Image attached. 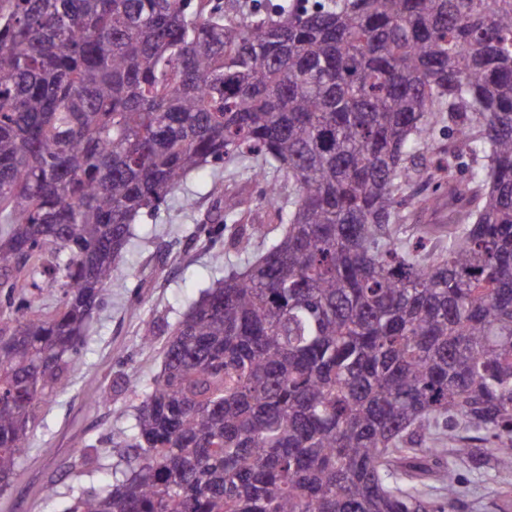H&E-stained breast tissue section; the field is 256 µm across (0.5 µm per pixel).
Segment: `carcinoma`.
I'll use <instances>...</instances> for the list:
<instances>
[{"mask_svg": "<svg viewBox=\"0 0 512 512\" xmlns=\"http://www.w3.org/2000/svg\"><path fill=\"white\" fill-rule=\"evenodd\" d=\"M226 159L288 198L273 226L214 199L261 254L177 322L67 512H448L452 425L512 470V0H0V483L136 218Z\"/></svg>", "mask_w": 512, "mask_h": 512, "instance_id": "obj_1", "label": "carcinoma"}]
</instances>
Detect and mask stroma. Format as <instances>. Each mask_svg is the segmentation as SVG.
I'll return each instance as SVG.
<instances>
[{
    "instance_id": "35a3bbf8",
    "label": "stroma",
    "mask_w": 512,
    "mask_h": 512,
    "mask_svg": "<svg viewBox=\"0 0 512 512\" xmlns=\"http://www.w3.org/2000/svg\"><path fill=\"white\" fill-rule=\"evenodd\" d=\"M217 191L228 199L262 197L241 165L227 162L190 174L159 209L139 217L66 388L37 412L25 454L0 492V512H65L74 488L111 483L112 436L133 422L135 385L160 374L171 331L200 289L248 261L229 249L231 229L209 230ZM187 198L192 207L184 206ZM80 443L95 445L94 463L79 460ZM453 467L460 480L454 512H512V498L498 496L500 488H512V471L468 458ZM47 488L49 500L42 495Z\"/></svg>"
}]
</instances>
